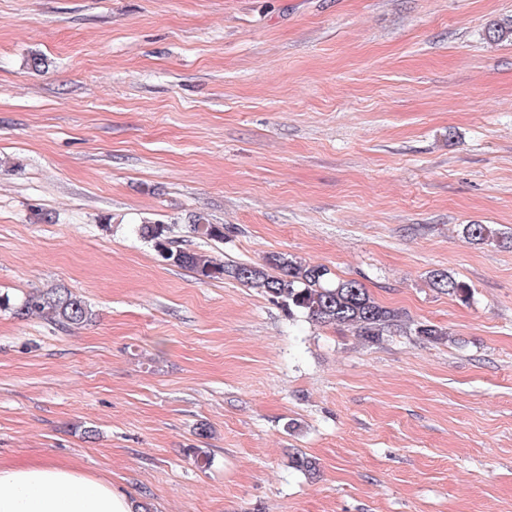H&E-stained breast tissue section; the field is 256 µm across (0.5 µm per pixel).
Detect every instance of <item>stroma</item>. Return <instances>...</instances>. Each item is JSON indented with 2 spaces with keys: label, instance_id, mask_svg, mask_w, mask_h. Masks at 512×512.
Listing matches in <instances>:
<instances>
[{
  "label": "stroma",
  "instance_id": "35a3bbf8",
  "mask_svg": "<svg viewBox=\"0 0 512 512\" xmlns=\"http://www.w3.org/2000/svg\"><path fill=\"white\" fill-rule=\"evenodd\" d=\"M507 17L0 0V292L62 284L96 312L69 331L0 312V465L76 467L150 512H512V248L463 235H512V40L488 38ZM146 220L221 262L327 265L407 329L372 344L197 279ZM191 230L199 237L206 238L211 241L224 240V227L220 224H211L209 220L201 213L196 214L192 221ZM432 285L440 292L455 295L461 301L468 302L471 297L470 288L461 281H458L448 272L438 271L432 275Z\"/></svg>",
  "mask_w": 512,
  "mask_h": 512
}]
</instances>
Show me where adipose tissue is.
<instances>
[{
	"instance_id": "obj_1",
	"label": "adipose tissue",
	"mask_w": 512,
	"mask_h": 512,
	"mask_svg": "<svg viewBox=\"0 0 512 512\" xmlns=\"http://www.w3.org/2000/svg\"><path fill=\"white\" fill-rule=\"evenodd\" d=\"M0 512H143V505L104 480L47 461L0 466Z\"/></svg>"
}]
</instances>
